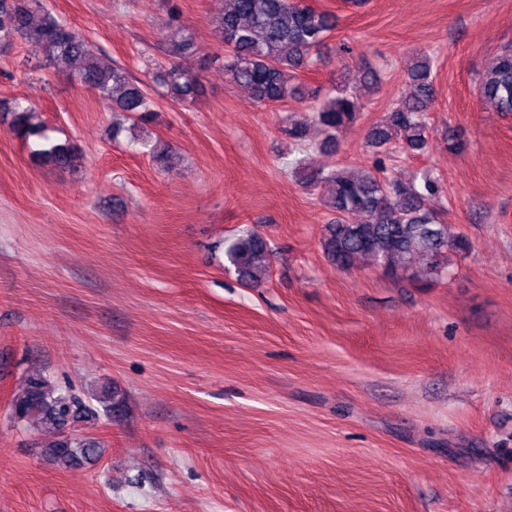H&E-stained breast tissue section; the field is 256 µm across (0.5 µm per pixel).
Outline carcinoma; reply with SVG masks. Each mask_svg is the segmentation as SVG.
<instances>
[{
	"label": "carcinoma",
	"mask_w": 512,
	"mask_h": 512,
	"mask_svg": "<svg viewBox=\"0 0 512 512\" xmlns=\"http://www.w3.org/2000/svg\"><path fill=\"white\" fill-rule=\"evenodd\" d=\"M212 22L224 43V73L229 80L246 88L263 105L312 101L310 113H289L280 131L301 146L307 127L314 124L321 132L318 149L334 155L340 134L364 106L360 93L343 80L322 97L299 80V74L317 61L326 45L334 16L309 8L301 0H224ZM169 29L170 56L199 51L176 12L170 16ZM19 38L70 80L95 87L112 111L126 113L129 130L155 112L147 83L121 66H102L88 53L85 37L54 13L50 0H0V49ZM152 74L178 102L192 101L200 93L199 79L175 63L154 67ZM407 79L410 95L368 129L367 143L377 154H388L397 146L421 155L428 148L427 112L435 98L432 57L422 54L408 69ZM477 90L481 100L496 111L512 113V47L501 49L478 75ZM9 111L19 134L44 136L43 125L33 122L31 111L20 101H13ZM137 142L148 149L155 164L167 167L170 146L160 147L146 138ZM38 157L45 165L65 168L75 161V148L69 142L53 143ZM289 167L305 189L329 186L321 202L333 217L324 225L321 248L340 269L369 260L393 276L438 282L452 275L448 255L468 248L464 236L448 232L444 214L429 208L430 197L439 192V181L428 169L405 180L377 167L356 171L336 165L311 168L302 157L290 161ZM224 256L240 280L255 285L268 271L271 253L263 235L248 228L225 243ZM95 402L108 416L122 412L123 401L114 391L103 390L87 399L63 392L36 374L13 401L12 413L19 422L32 421L48 430L50 437L42 442L44 458L54 465H68L99 455L96 441L67 431L77 421L99 416Z\"/></svg>",
	"instance_id": "1"
}]
</instances>
